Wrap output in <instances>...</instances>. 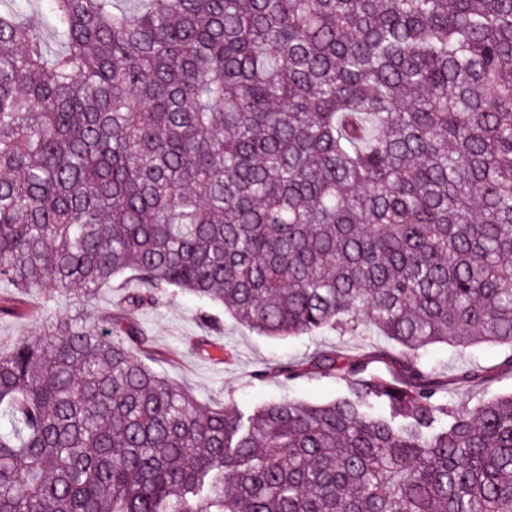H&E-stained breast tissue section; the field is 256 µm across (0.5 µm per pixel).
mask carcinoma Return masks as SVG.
Returning a JSON list of instances; mask_svg holds the SVG:
<instances>
[{
	"label": "carcinoma",
	"mask_w": 512,
	"mask_h": 512,
	"mask_svg": "<svg viewBox=\"0 0 512 512\" xmlns=\"http://www.w3.org/2000/svg\"><path fill=\"white\" fill-rule=\"evenodd\" d=\"M45 16L42 29L28 13ZM0 512H512V394L448 405L435 344L512 366V0H0ZM176 287L345 392L215 407L144 362ZM139 284L135 276L127 272L126 274L115 278L112 286L103 288L94 305L84 306V313L91 318H96L100 313L110 312L119 315V306L126 293ZM3 295H14L20 302L19 313L16 316L0 318V344L5 349L18 336L30 331L44 317L73 312L77 308L72 299L51 289L19 294L13 288L2 287L0 297Z\"/></svg>",
	"instance_id": "1"
}]
</instances>
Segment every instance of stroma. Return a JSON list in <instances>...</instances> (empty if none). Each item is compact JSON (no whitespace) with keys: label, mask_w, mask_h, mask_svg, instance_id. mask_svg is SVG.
<instances>
[{"label":"stroma","mask_w":512,"mask_h":512,"mask_svg":"<svg viewBox=\"0 0 512 512\" xmlns=\"http://www.w3.org/2000/svg\"><path fill=\"white\" fill-rule=\"evenodd\" d=\"M18 300L17 315L0 318V346L5 348L44 317L75 309L72 299L51 289L22 294ZM136 322L152 338L148 364L213 406L232 403L241 408L255 407L288 395L308 403L329 401L346 388L336 376L312 372L285 385L275 378L260 384L251 375L259 368L288 359H305L337 346L364 353L369 346L384 344L375 333L355 339L332 330L313 336H262L239 325L222 308L204 306L173 288L165 290L158 306L140 312ZM203 336L209 337L216 349L207 359L189 350L190 343ZM226 350L231 352V359L223 358ZM423 356L439 364L471 361L482 367L483 378L476 386L451 388V405L472 404L512 392V368L505 362L502 346L481 343L460 354L450 346L437 344L424 350Z\"/></svg>","instance_id":"1"}]
</instances>
